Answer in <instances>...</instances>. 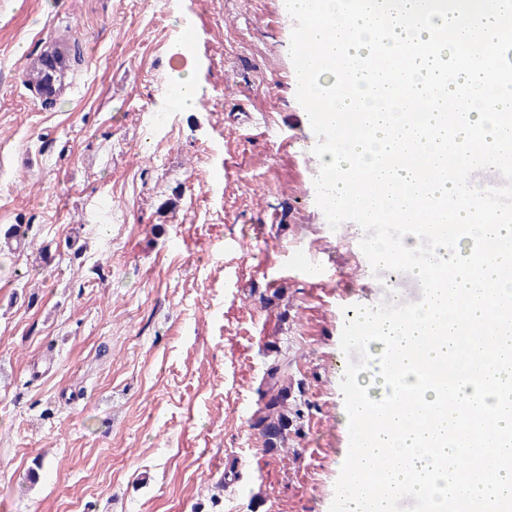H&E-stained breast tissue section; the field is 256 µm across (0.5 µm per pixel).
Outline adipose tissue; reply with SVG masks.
I'll list each match as a JSON object with an SVG mask.
<instances>
[{
	"label": "adipose tissue",
	"instance_id": "ef3b65f1",
	"mask_svg": "<svg viewBox=\"0 0 512 512\" xmlns=\"http://www.w3.org/2000/svg\"><path fill=\"white\" fill-rule=\"evenodd\" d=\"M352 2L288 0L289 16L306 23L311 58L303 91L307 101L319 103V119L359 108L367 114L366 122L351 128L346 142L325 156L332 209L360 207L351 186L365 170L377 169L381 155L405 146L424 148L430 163L448 160L456 167L468 166L475 158L492 166L512 155V80L507 77L512 71V0H502L496 14L486 12L484 0H426V9L416 14L408 12L407 0H373L369 11L353 8ZM476 27L483 29L484 39L472 49L462 36ZM408 41L419 54L405 60L404 70L376 73L363 68L371 57L399 54ZM452 57L467 61L453 88L435 80L436 73H447ZM405 72L412 89L451 106L431 131L396 122L393 113L376 109L375 87L400 84ZM429 191L430 222L469 226L462 252L449 253L447 237L433 239L435 251L451 257L464 307L422 304L402 319H375L366 311L359 320L371 324L370 340L382 345L427 333L440 336L434 355L444 360L456 352L455 328L485 324L500 341L473 344L465 382L459 387L387 363L385 354H378L369 368L375 391L362 400L368 406L392 402L390 424L354 454L362 459L392 448L401 462L382 477L384 491L373 505L352 490L342 501V512H389L401 489L426 500L431 512H447L446 463L467 446L477 449L478 470L457 483V496L469 503V512H512V409L500 405L504 392L512 391V331H503L497 320L502 297L512 296V281L500 277L501 268L512 267V224L492 221L476 191L444 181ZM415 249L416 240L410 237L372 243L367 253L374 262L399 265L413 278L429 280L428 268L412 259Z\"/></svg>",
	"mask_w": 512,
	"mask_h": 512
}]
</instances>
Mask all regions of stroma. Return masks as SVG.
<instances>
[{
  "mask_svg": "<svg viewBox=\"0 0 512 512\" xmlns=\"http://www.w3.org/2000/svg\"><path fill=\"white\" fill-rule=\"evenodd\" d=\"M63 36L49 107L22 71ZM299 43L280 0H0V512H341L386 233L327 208ZM188 70L198 111L154 121ZM281 361L302 429L272 449L250 420Z\"/></svg>",
  "mask_w": 512,
  "mask_h": 512,
  "instance_id": "stroma-1",
  "label": "stroma"
}]
</instances>
